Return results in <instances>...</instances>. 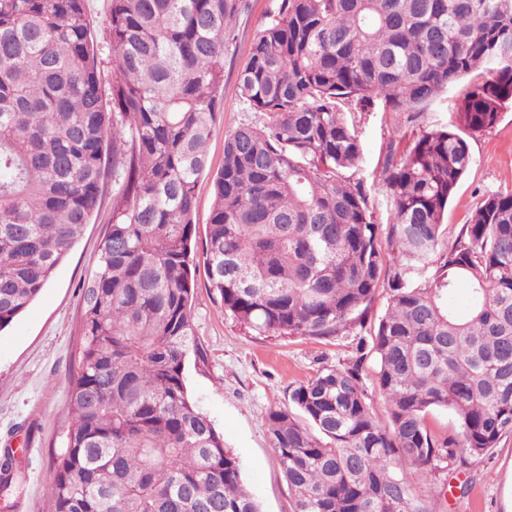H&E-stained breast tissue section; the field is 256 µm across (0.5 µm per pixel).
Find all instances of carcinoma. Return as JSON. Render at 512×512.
Listing matches in <instances>:
<instances>
[{"instance_id": "carcinoma-1", "label": "carcinoma", "mask_w": 512, "mask_h": 512, "mask_svg": "<svg viewBox=\"0 0 512 512\" xmlns=\"http://www.w3.org/2000/svg\"><path fill=\"white\" fill-rule=\"evenodd\" d=\"M87 0H0V332L36 300L96 211L117 213L81 286L72 423L53 458V512H259L240 459L190 400L193 254L224 312L267 335L366 327L357 356L323 368L265 417L291 512H433L405 465L431 475L512 434V190L483 195L455 242L448 202L466 136L512 105V0H280L237 76L262 112L207 144L224 103V49L240 0H109V90ZM480 68L448 125L382 166L392 222L379 243L352 113L425 110ZM213 174L197 238L195 188ZM470 292L469 315L452 303ZM377 362L387 421L362 364ZM437 408L457 428L435 435ZM14 457L0 458V492Z\"/></svg>"}]
</instances>
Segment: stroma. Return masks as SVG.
<instances>
[{
  "label": "stroma",
  "mask_w": 512,
  "mask_h": 512,
  "mask_svg": "<svg viewBox=\"0 0 512 512\" xmlns=\"http://www.w3.org/2000/svg\"><path fill=\"white\" fill-rule=\"evenodd\" d=\"M279 0H241L233 36L224 55V108L209 142L211 170L221 168L224 141L244 124H262L263 113L239 98L236 76L248 59L256 34L269 22ZM477 71L441 93L420 117L373 109L354 121L363 144L353 178L372 186L369 204L379 226H387L383 159L391 144L429 124L447 123ZM473 163L458 185L445 215L448 240H456L476 201L484 194L512 190V109L491 129L468 139ZM115 194L104 187L102 203L83 237L57 268L38 299L10 327L0 331V449L15 452L16 475L5 501L20 512H52L45 487L52 459L70 422L68 373L74 365L80 329L79 285L94 268L97 249L112 222ZM195 337L206 352L203 363H188L186 385L198 409L223 436L242 464V480L260 512H290L288 488L265 425L269 408L289 404L290 392L324 367H343L356 357L357 338L263 336L225 314L198 274L194 292ZM409 480L438 512H512V434L498 447L462 467L427 476L407 466Z\"/></svg>",
  "instance_id": "35a3bbf8"
}]
</instances>
